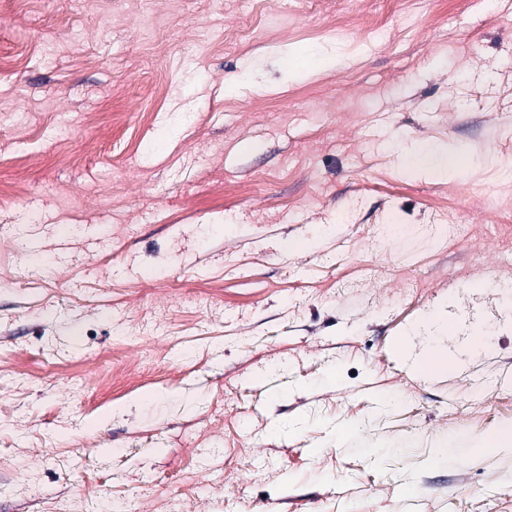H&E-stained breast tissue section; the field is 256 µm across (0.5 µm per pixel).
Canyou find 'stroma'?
I'll return each instance as SVG.
<instances>
[{"instance_id":"35a3bbf8","label":"stroma","mask_w":512,"mask_h":512,"mask_svg":"<svg viewBox=\"0 0 512 512\" xmlns=\"http://www.w3.org/2000/svg\"><path fill=\"white\" fill-rule=\"evenodd\" d=\"M510 169L512 0H0V512H512ZM415 364L427 375H442L452 370L454 361L448 358L446 351L433 348L420 355ZM468 438L466 434L455 436H445L438 448L436 462L441 465L448 464V461L455 460L468 447Z\"/></svg>"}]
</instances>
